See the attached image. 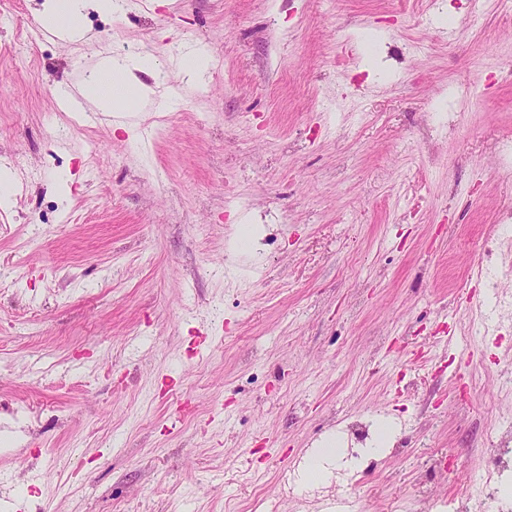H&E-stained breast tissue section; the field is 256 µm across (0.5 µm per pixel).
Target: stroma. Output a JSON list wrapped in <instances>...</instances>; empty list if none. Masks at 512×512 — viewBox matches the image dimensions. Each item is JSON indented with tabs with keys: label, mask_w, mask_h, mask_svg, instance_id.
I'll list each match as a JSON object with an SVG mask.
<instances>
[{
	"label": "stroma",
	"mask_w": 512,
	"mask_h": 512,
	"mask_svg": "<svg viewBox=\"0 0 512 512\" xmlns=\"http://www.w3.org/2000/svg\"><path fill=\"white\" fill-rule=\"evenodd\" d=\"M42 3L0 0V504L380 512L425 482L481 512L512 420V9L126 0L63 40ZM144 46L174 110L56 105ZM381 417L373 454L353 427ZM332 432L345 466L297 493ZM177 67L186 76L189 84L202 86L205 74L210 69V57L205 50L192 48L181 55Z\"/></svg>",
	"instance_id": "stroma-1"
}]
</instances>
